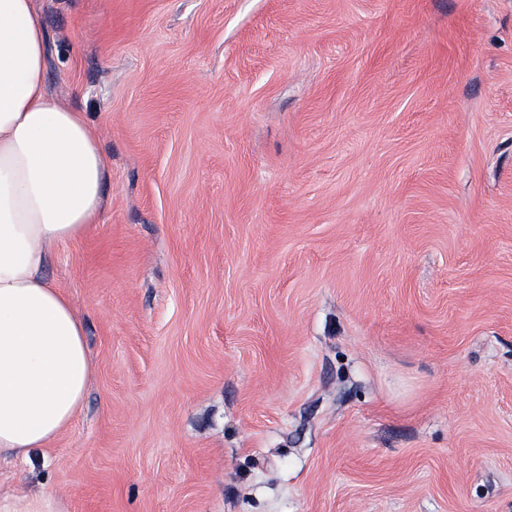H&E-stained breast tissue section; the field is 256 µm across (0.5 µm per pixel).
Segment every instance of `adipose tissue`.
<instances>
[{"label":"adipose tissue","mask_w":512,"mask_h":512,"mask_svg":"<svg viewBox=\"0 0 512 512\" xmlns=\"http://www.w3.org/2000/svg\"><path fill=\"white\" fill-rule=\"evenodd\" d=\"M111 175L97 128L47 92L33 0H0V453L48 447L82 407L84 322L45 268L98 222Z\"/></svg>","instance_id":"adipose-tissue-1"}]
</instances>
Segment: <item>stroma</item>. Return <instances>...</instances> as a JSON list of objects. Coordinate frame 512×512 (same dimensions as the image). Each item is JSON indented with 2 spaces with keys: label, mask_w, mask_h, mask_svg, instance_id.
Here are the masks:
<instances>
[{
  "label": "stroma",
  "mask_w": 512,
  "mask_h": 512,
  "mask_svg": "<svg viewBox=\"0 0 512 512\" xmlns=\"http://www.w3.org/2000/svg\"><path fill=\"white\" fill-rule=\"evenodd\" d=\"M34 3L112 177L0 506L512 512V0Z\"/></svg>",
  "instance_id": "1"
}]
</instances>
